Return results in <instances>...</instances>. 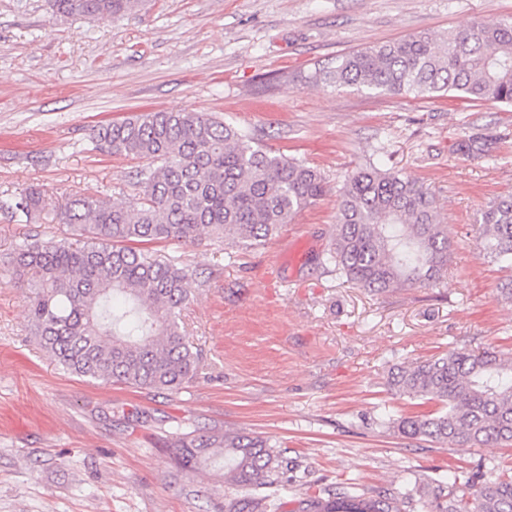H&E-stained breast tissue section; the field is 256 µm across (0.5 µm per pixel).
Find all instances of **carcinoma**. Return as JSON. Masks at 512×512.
I'll return each mask as SVG.
<instances>
[{
    "label": "carcinoma",
    "mask_w": 512,
    "mask_h": 512,
    "mask_svg": "<svg viewBox=\"0 0 512 512\" xmlns=\"http://www.w3.org/2000/svg\"><path fill=\"white\" fill-rule=\"evenodd\" d=\"M139 0H51L63 17L108 20ZM308 79L329 86L416 97L453 93L469 102L512 105V20L477 19L440 40L425 33L336 58ZM93 149L145 159L136 173L142 195L115 205L94 195L74 198L59 215L66 236L31 235L10 256L31 288L30 332L41 348L79 378L137 389L176 391L197 374L198 356L179 323L188 301L187 271L135 243L186 241L206 231L231 247L264 243L325 192L314 168L255 144L244 131L196 112H145L99 126ZM475 134L458 145L467 157L489 154ZM36 189L0 200L26 224L44 211ZM483 250L512 268V197L481 215ZM450 242L434 193L374 162L339 189L336 237L326 261L348 282L384 293L403 284H434L448 271ZM389 386L437 412L382 421L401 434L441 444H512V359L493 348L448 353L391 372ZM181 470L222 459L235 494L224 512H271L288 485V459L268 439L234 431L178 434ZM449 501L438 512H512V476L480 469L448 471ZM299 512H401L385 494L361 498L340 486L314 492Z\"/></svg>",
    "instance_id": "obj_1"
}]
</instances>
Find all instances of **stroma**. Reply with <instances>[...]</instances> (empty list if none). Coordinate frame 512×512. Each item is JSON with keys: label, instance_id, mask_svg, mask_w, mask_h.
I'll list each match as a JSON object with an SVG mask.
<instances>
[{"label": "stroma", "instance_id": "stroma-1", "mask_svg": "<svg viewBox=\"0 0 512 512\" xmlns=\"http://www.w3.org/2000/svg\"><path fill=\"white\" fill-rule=\"evenodd\" d=\"M510 18L512 0H140L108 21L0 0V199L35 188L51 210L78 195L128 203L142 160L94 151L90 139L148 111L223 120L317 169L326 189L256 247L206 235L152 244L189 274L180 324L199 369L177 391L67 373L30 336L31 293L0 262V512H217L233 489L216 468L177 469V432L268 438L293 468L279 512L348 483L400 499L402 512H432L448 499L437 483L448 469L511 473L512 445H441L381 422L438 409L395 394L393 368L453 349L512 357V299L501 292L512 270L486 257L479 222L512 195V107L306 80L344 53ZM472 133L493 138L490 156L456 153ZM371 160L435 193L452 244L436 284L376 294L325 263L338 190ZM62 232L0 212V259L26 236Z\"/></svg>", "mask_w": 512, "mask_h": 512}]
</instances>
